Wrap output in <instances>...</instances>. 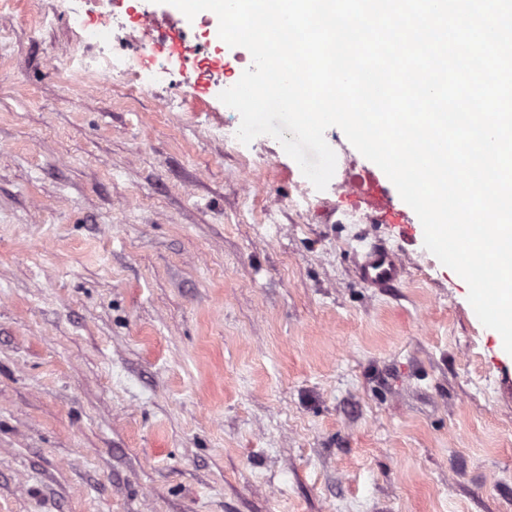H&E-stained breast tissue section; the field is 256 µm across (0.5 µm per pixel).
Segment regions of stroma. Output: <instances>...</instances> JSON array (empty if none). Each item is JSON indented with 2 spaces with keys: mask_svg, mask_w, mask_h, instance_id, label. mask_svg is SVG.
Wrapping results in <instances>:
<instances>
[{
  "mask_svg": "<svg viewBox=\"0 0 512 512\" xmlns=\"http://www.w3.org/2000/svg\"><path fill=\"white\" fill-rule=\"evenodd\" d=\"M47 2L0 0V512H512V360L467 283L334 188L294 204L212 81L54 68ZM358 274L371 288H389L402 279L404 267L395 252L384 246H373L359 263Z\"/></svg>",
  "mask_w": 512,
  "mask_h": 512,
  "instance_id": "35a3bbf8",
  "label": "stroma"
}]
</instances>
